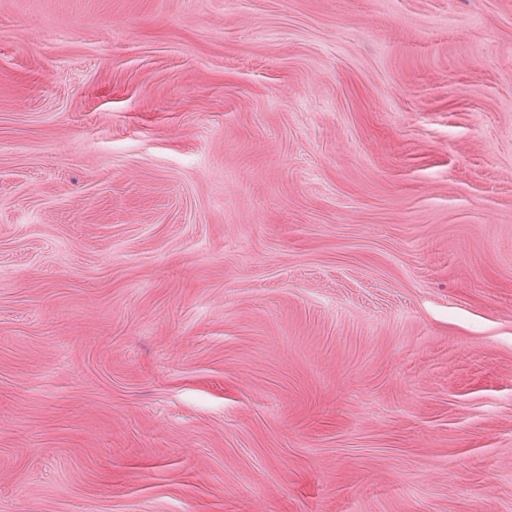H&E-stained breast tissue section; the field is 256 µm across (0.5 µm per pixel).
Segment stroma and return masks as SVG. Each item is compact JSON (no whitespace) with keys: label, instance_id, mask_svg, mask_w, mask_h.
<instances>
[{"label":"stroma","instance_id":"obj_1","mask_svg":"<svg viewBox=\"0 0 512 512\" xmlns=\"http://www.w3.org/2000/svg\"><path fill=\"white\" fill-rule=\"evenodd\" d=\"M0 512H512V0H0Z\"/></svg>","mask_w":512,"mask_h":512}]
</instances>
